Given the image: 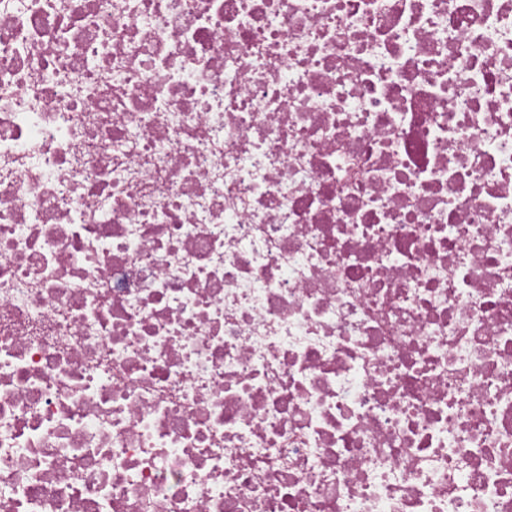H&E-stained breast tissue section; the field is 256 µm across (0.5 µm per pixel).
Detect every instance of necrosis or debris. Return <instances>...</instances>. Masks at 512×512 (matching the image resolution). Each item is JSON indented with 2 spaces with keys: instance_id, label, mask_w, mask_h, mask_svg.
Listing matches in <instances>:
<instances>
[{
  "instance_id": "4bbe7bcc",
  "label": "necrosis or debris",
  "mask_w": 512,
  "mask_h": 512,
  "mask_svg": "<svg viewBox=\"0 0 512 512\" xmlns=\"http://www.w3.org/2000/svg\"><path fill=\"white\" fill-rule=\"evenodd\" d=\"M0 512H512V0H0Z\"/></svg>"
}]
</instances>
